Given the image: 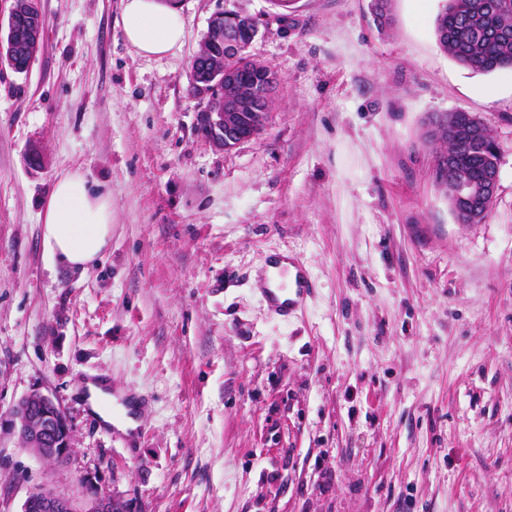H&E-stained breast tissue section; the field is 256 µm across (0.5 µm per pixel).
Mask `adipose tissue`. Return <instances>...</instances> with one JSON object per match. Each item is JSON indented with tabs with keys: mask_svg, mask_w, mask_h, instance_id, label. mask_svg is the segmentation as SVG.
<instances>
[{
	"mask_svg": "<svg viewBox=\"0 0 512 512\" xmlns=\"http://www.w3.org/2000/svg\"><path fill=\"white\" fill-rule=\"evenodd\" d=\"M122 34L143 56H163L181 45L184 24L175 0H125ZM112 197L91 188L84 174L56 178L43 219V244L51 261L86 268L109 246Z\"/></svg>",
	"mask_w": 512,
	"mask_h": 512,
	"instance_id": "1",
	"label": "adipose tissue"
}]
</instances>
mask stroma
I'll return each mask as SVG.
<instances>
[{"label":"stroma","instance_id":"35a3bbf8","mask_svg":"<svg viewBox=\"0 0 512 512\" xmlns=\"http://www.w3.org/2000/svg\"><path fill=\"white\" fill-rule=\"evenodd\" d=\"M443 3L390 0L381 30L371 0H179L183 44L148 57L123 0H40L29 72L0 64V512L39 490L123 512H512V69L457 63ZM221 10L257 20L248 52L279 76L266 130L230 150L199 133L189 80ZM450 112L499 146L478 224L425 137ZM76 169L112 196L83 271L43 245ZM275 253L315 282L286 321L262 291ZM95 374L145 398L136 438L88 412ZM35 391L69 421L64 463L7 423Z\"/></svg>","mask_w":512,"mask_h":512}]
</instances>
